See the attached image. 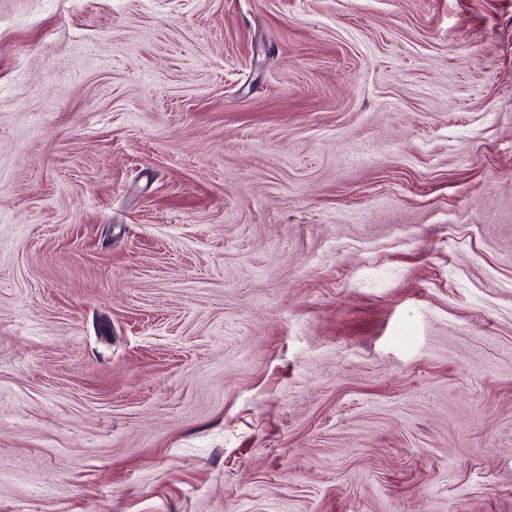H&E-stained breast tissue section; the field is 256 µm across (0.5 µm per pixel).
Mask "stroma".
Returning a JSON list of instances; mask_svg holds the SVG:
<instances>
[{
  "label": "stroma",
  "instance_id": "35a3bbf8",
  "mask_svg": "<svg viewBox=\"0 0 512 512\" xmlns=\"http://www.w3.org/2000/svg\"><path fill=\"white\" fill-rule=\"evenodd\" d=\"M0 512H512V0H0Z\"/></svg>",
  "mask_w": 512,
  "mask_h": 512
}]
</instances>
